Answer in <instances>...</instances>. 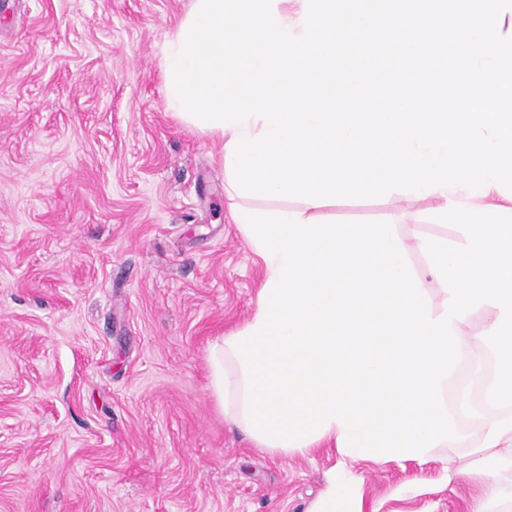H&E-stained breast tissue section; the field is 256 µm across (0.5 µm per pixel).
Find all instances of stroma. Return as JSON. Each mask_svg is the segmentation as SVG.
Instances as JSON below:
<instances>
[{
  "instance_id": "35a3bbf8",
  "label": "stroma",
  "mask_w": 512,
  "mask_h": 512,
  "mask_svg": "<svg viewBox=\"0 0 512 512\" xmlns=\"http://www.w3.org/2000/svg\"><path fill=\"white\" fill-rule=\"evenodd\" d=\"M192 2L0 0V512H308L341 460L270 454L207 389L264 273L223 142L166 108L163 46ZM432 206L330 214L455 241ZM468 454L353 464L364 512H470Z\"/></svg>"
}]
</instances>
